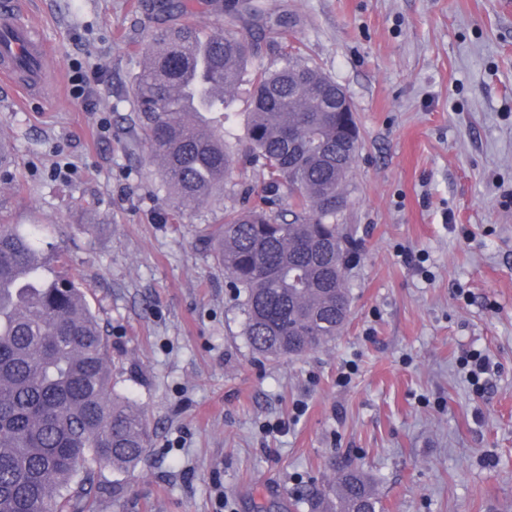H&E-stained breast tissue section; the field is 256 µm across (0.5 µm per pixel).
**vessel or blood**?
Segmentation results:
<instances>
[{
    "mask_svg": "<svg viewBox=\"0 0 512 512\" xmlns=\"http://www.w3.org/2000/svg\"><path fill=\"white\" fill-rule=\"evenodd\" d=\"M19 0H0V83L35 96L48 85L50 53L19 18Z\"/></svg>",
    "mask_w": 512,
    "mask_h": 512,
    "instance_id": "b4317fda",
    "label": "vessel or blood"
}]
</instances>
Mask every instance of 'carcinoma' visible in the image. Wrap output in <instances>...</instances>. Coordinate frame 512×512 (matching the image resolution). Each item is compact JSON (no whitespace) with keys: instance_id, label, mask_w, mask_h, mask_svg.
Listing matches in <instances>:
<instances>
[{"instance_id":"1","label":"carcinoma","mask_w":512,"mask_h":512,"mask_svg":"<svg viewBox=\"0 0 512 512\" xmlns=\"http://www.w3.org/2000/svg\"><path fill=\"white\" fill-rule=\"evenodd\" d=\"M209 0H159L184 18L158 32L134 77L144 142L163 183L196 208L230 178L235 159L224 143V119L250 85L247 149L260 164L261 193L208 233L215 258L241 297L251 351L300 356L340 335L351 298L344 260L351 240L336 224L359 151L336 111V81L310 58L282 47L277 60L248 71L252 40L231 28L206 31L191 17ZM256 19V34L290 26L254 0H233ZM213 112L202 134L191 113ZM46 241L34 225L0 224V512H74L78 473L110 465L127 471L150 436L146 412L112 391L108 344L85 293L56 279L45 288L15 270L44 265ZM309 512H381L370 477L337 471L331 490L299 494Z\"/></svg>"}]
</instances>
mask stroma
Returning <instances> with one entry per match:
<instances>
[{"label": "stroma", "instance_id": "35a3bbf8", "mask_svg": "<svg viewBox=\"0 0 512 512\" xmlns=\"http://www.w3.org/2000/svg\"><path fill=\"white\" fill-rule=\"evenodd\" d=\"M24 6L57 79L24 108L0 88L16 161L0 218L59 225L50 264L80 283L115 391L153 430L134 470L96 468L88 512H308L297 491L346 463L383 512H512V0H265L347 91L361 138L338 218L358 243L350 321L280 359L252 354L204 241L263 180L245 98L231 178L178 209L131 89L175 18L153 0ZM475 349L492 367L482 390L463 365Z\"/></svg>", "mask_w": 512, "mask_h": 512}]
</instances>
